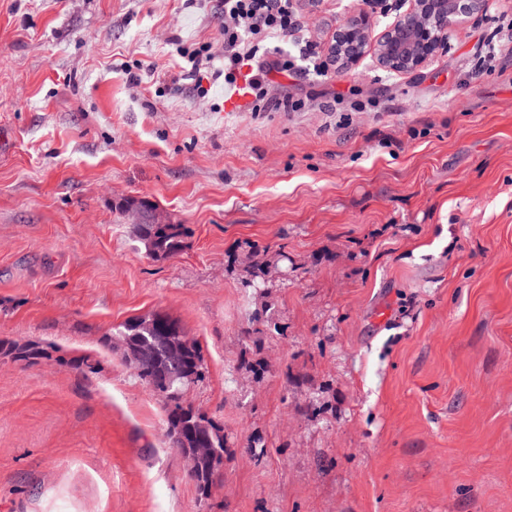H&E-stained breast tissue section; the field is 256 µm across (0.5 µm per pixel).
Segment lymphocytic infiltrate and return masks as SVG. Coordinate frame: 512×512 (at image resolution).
I'll return each mask as SVG.
<instances>
[{"label": "lymphocytic infiltrate", "mask_w": 512, "mask_h": 512, "mask_svg": "<svg viewBox=\"0 0 512 512\" xmlns=\"http://www.w3.org/2000/svg\"><path fill=\"white\" fill-rule=\"evenodd\" d=\"M224 81L234 84L243 67H251V93L258 112H301L304 99L288 94L273 95L269 76L291 72L294 61L283 54L265 50L271 38L294 35L303 27L297 0H223Z\"/></svg>", "instance_id": "f902f5d3"}]
</instances>
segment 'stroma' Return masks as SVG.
I'll list each match as a JSON object with an SVG mask.
<instances>
[{"mask_svg":"<svg viewBox=\"0 0 512 512\" xmlns=\"http://www.w3.org/2000/svg\"><path fill=\"white\" fill-rule=\"evenodd\" d=\"M298 5L282 46L327 74L273 78L312 111L257 113L224 106L221 0H0V340L46 352L0 354V512H512V51L485 57L512 0L402 73L326 49L401 0ZM129 198L189 248L150 257ZM261 250L296 272L244 292ZM156 312L227 437L206 497L110 343Z\"/></svg>","mask_w":512,"mask_h":512,"instance_id":"1","label":"stroma"}]
</instances>
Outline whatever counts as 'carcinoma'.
Instances as JSON below:
<instances>
[{
    "mask_svg": "<svg viewBox=\"0 0 512 512\" xmlns=\"http://www.w3.org/2000/svg\"><path fill=\"white\" fill-rule=\"evenodd\" d=\"M136 232L148 253L156 258L173 257L188 246L190 232L183 224H138ZM269 261L255 255L240 280L244 289L258 288L264 283ZM161 314L138 317L126 321L115 331L116 346L125 362H130L136 350L150 344L155 352L153 363L136 372L150 390L162 397L167 408V437L173 448H194L201 439L212 448H227L224 429L204 413L185 403V387L203 376V356L199 343L188 338L179 321L172 320V329L162 333L158 329ZM13 358L29 361L49 354L33 344L14 345ZM194 482L201 494H208L213 475L208 461H198L194 467Z\"/></svg>",
    "mask_w": 512,
    "mask_h": 512,
    "instance_id": "carcinoma-1",
    "label": "carcinoma"
}]
</instances>
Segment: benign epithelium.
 I'll return each mask as SVG.
<instances>
[{
	"instance_id": "7a95c632",
	"label": "benign epithelium",
	"mask_w": 512,
	"mask_h": 512,
	"mask_svg": "<svg viewBox=\"0 0 512 512\" xmlns=\"http://www.w3.org/2000/svg\"><path fill=\"white\" fill-rule=\"evenodd\" d=\"M408 8L375 34L364 10L342 20L332 36L329 53L341 68L357 65L372 51L391 70L418 69L448 45L456 19L471 13L483 0H406Z\"/></svg>"
}]
</instances>
